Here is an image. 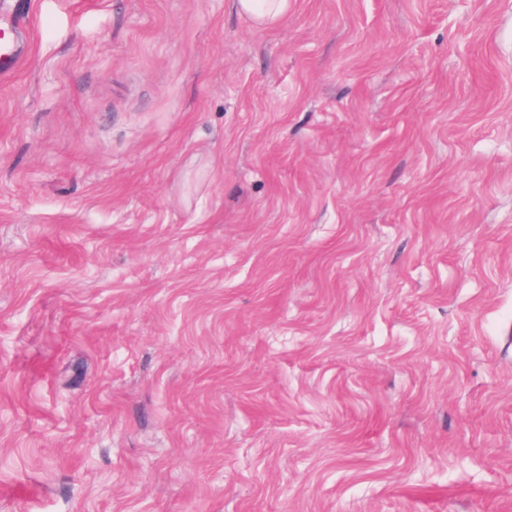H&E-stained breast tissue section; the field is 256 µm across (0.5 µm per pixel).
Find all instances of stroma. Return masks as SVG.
I'll return each mask as SVG.
<instances>
[{
  "label": "stroma",
  "mask_w": 512,
  "mask_h": 512,
  "mask_svg": "<svg viewBox=\"0 0 512 512\" xmlns=\"http://www.w3.org/2000/svg\"><path fill=\"white\" fill-rule=\"evenodd\" d=\"M0 27V512H512V0Z\"/></svg>",
  "instance_id": "35a3bbf8"
}]
</instances>
